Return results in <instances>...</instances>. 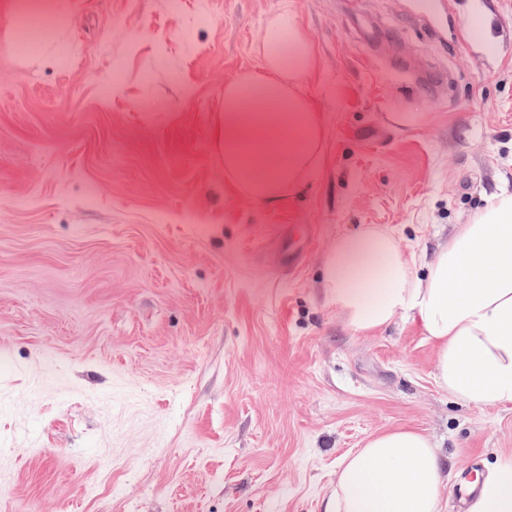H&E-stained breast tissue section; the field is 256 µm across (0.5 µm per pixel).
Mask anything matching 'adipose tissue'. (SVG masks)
Returning <instances> with one entry per match:
<instances>
[{"label": "adipose tissue", "mask_w": 512, "mask_h": 512, "mask_svg": "<svg viewBox=\"0 0 512 512\" xmlns=\"http://www.w3.org/2000/svg\"><path fill=\"white\" fill-rule=\"evenodd\" d=\"M262 68L224 87L219 133L224 166L258 201L295 193L313 168L323 126L299 90L316 61L312 39L288 8L270 16ZM324 282L355 331L384 328L403 312L420 319L436 353L437 385L462 401L512 404V194L456 225L417 277L387 231L337 236ZM448 475L432 441L398 428L367 439L343 461L335 512H440ZM467 512H512V456L495 459L472 483Z\"/></svg>", "instance_id": "obj_1"}]
</instances>
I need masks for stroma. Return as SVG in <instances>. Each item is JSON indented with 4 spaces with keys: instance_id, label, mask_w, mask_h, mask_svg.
<instances>
[{
    "instance_id": "obj_1",
    "label": "stroma",
    "mask_w": 512,
    "mask_h": 512,
    "mask_svg": "<svg viewBox=\"0 0 512 512\" xmlns=\"http://www.w3.org/2000/svg\"><path fill=\"white\" fill-rule=\"evenodd\" d=\"M0 0V512H327L344 458L428 436L448 470L512 455V405L435 382L415 314L350 328L338 235L389 231L417 275L512 194V0H60L38 50ZM289 6L324 128L301 192L238 189L224 85ZM390 38L372 49L370 27ZM414 122H406V115ZM313 228L295 269L266 247Z\"/></svg>"
}]
</instances>
